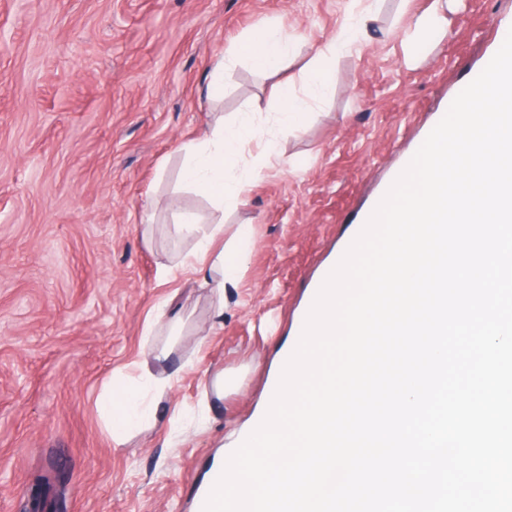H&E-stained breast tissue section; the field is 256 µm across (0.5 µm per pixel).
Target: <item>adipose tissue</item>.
<instances>
[{
	"mask_svg": "<svg viewBox=\"0 0 512 512\" xmlns=\"http://www.w3.org/2000/svg\"><path fill=\"white\" fill-rule=\"evenodd\" d=\"M365 12L351 13L338 36L326 44L308 65V90H315L328 82L338 55L359 40L367 27ZM287 32L277 26H266L253 33L243 47L244 54L254 68L268 72L277 70L290 51ZM262 147L265 157L278 156L275 135L265 133L247 119L230 123L217 121L210 134L200 142L190 145L182 167L184 183L206 197L216 208L238 203L247 184L236 179L233 168L238 157L252 144ZM176 231L182 237L194 240V249L175 266L164 269L163 278L191 273L202 287L211 290L216 315L224 313V294L227 289L238 288L242 271L249 260L250 233L248 226H239L235 233L236 243L230 248H221L224 239L223 223L201 227L197 217L181 214ZM170 356L168 347L150 349L147 360L137 365L141 385L126 390L122 396L113 395L104 389L99 401L105 409V421L115 444H122L135 429L148 425L153 420L152 397H159L170 389L171 378H159L150 369L151 361L165 360Z\"/></svg>",
	"mask_w": 512,
	"mask_h": 512,
	"instance_id": "1",
	"label": "adipose tissue"
}]
</instances>
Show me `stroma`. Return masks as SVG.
<instances>
[{
    "mask_svg": "<svg viewBox=\"0 0 512 512\" xmlns=\"http://www.w3.org/2000/svg\"><path fill=\"white\" fill-rule=\"evenodd\" d=\"M369 33L337 56L316 118L281 135L280 159L249 150V187L224 235L252 229L250 257L214 324L209 289L163 267L188 254L180 212L215 218L181 187L182 150L218 118L272 128L276 90L306 66L352 0H0V512H22L37 476L65 473L67 512H197L236 435L257 425L301 337L325 269L361 231L460 91L512 29V0H454L436 39L407 30L432 0H373ZM282 26L279 70L239 47ZM229 67L212 97V65ZM186 319L156 375H174L154 426L114 446L96 405L166 342L146 334L165 297ZM234 386L210 395L217 375Z\"/></svg>",
    "mask_w": 512,
    "mask_h": 512,
    "instance_id": "1",
    "label": "stroma"
}]
</instances>
